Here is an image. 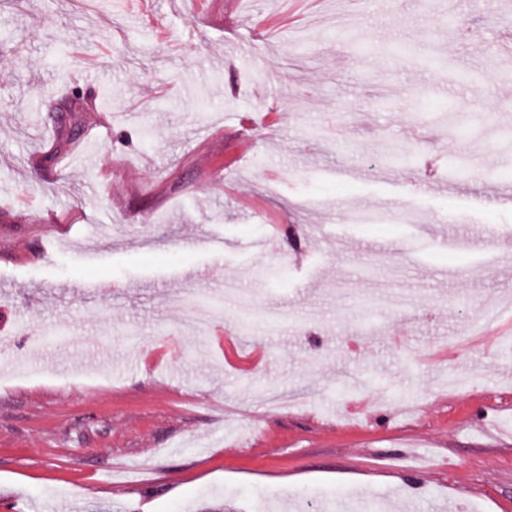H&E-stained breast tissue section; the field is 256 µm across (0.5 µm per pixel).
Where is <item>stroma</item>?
<instances>
[{"instance_id":"obj_1","label":"stroma","mask_w":512,"mask_h":512,"mask_svg":"<svg viewBox=\"0 0 512 512\" xmlns=\"http://www.w3.org/2000/svg\"><path fill=\"white\" fill-rule=\"evenodd\" d=\"M506 12L0 5V503L512 512V357L448 345L512 298ZM428 40L449 67L389 53ZM459 372L479 388L443 395Z\"/></svg>"}]
</instances>
